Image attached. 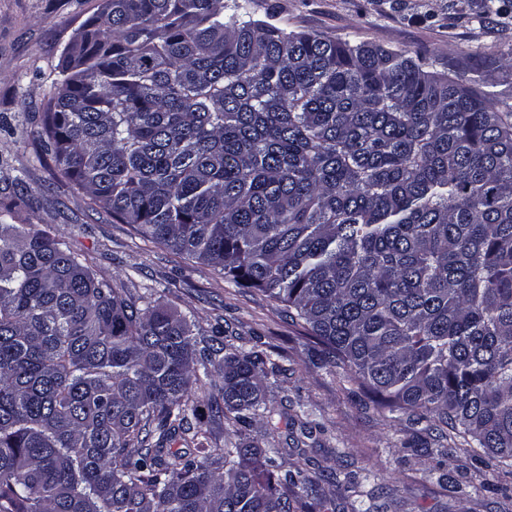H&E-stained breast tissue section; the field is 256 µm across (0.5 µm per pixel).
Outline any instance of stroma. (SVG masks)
I'll return each mask as SVG.
<instances>
[{
    "instance_id": "obj_1",
    "label": "stroma",
    "mask_w": 512,
    "mask_h": 512,
    "mask_svg": "<svg viewBox=\"0 0 512 512\" xmlns=\"http://www.w3.org/2000/svg\"><path fill=\"white\" fill-rule=\"evenodd\" d=\"M101 5L0 0V211L13 207V223L62 234L88 255L96 277L133 299L152 293L185 315L195 336L218 329L226 343L270 352L283 371L268 403L289 424L271 437L260 421L249 436L283 449L285 469L312 459L324 475L318 494L336 512H512V475L504 468L477 463L461 448L442 454V439L425 424L392 423L348 371L320 363L281 303L143 241L38 161L33 132L63 52ZM251 12L290 30L424 53L438 70L473 54L489 64L491 92L512 103V69L504 65L512 58V0L495 10L484 0H252ZM22 195L30 206L17 205ZM348 478L355 488L340 495L336 484Z\"/></svg>"
}]
</instances>
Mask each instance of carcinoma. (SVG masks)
<instances>
[{"label":"carcinoma","instance_id":"obj_1","mask_svg":"<svg viewBox=\"0 0 512 512\" xmlns=\"http://www.w3.org/2000/svg\"><path fill=\"white\" fill-rule=\"evenodd\" d=\"M79 39L37 130L74 190L283 304L392 421L512 463V103L469 56L439 71L223 0H103ZM277 371L0 222V512L325 508L320 474L244 445Z\"/></svg>","mask_w":512,"mask_h":512}]
</instances>
